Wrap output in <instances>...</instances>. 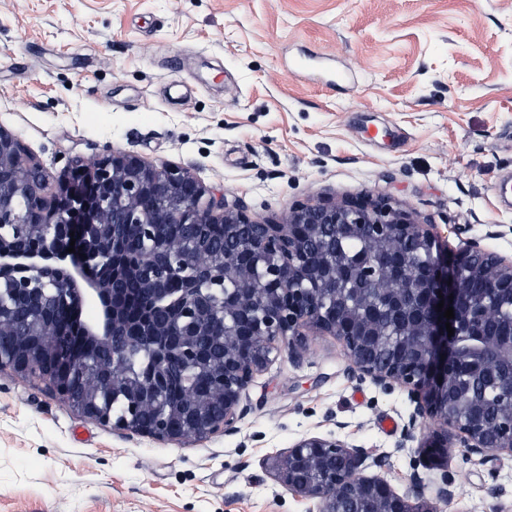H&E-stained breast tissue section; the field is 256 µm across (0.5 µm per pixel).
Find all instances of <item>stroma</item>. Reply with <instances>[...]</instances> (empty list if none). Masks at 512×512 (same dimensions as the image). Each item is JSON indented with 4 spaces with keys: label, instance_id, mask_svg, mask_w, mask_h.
Returning a JSON list of instances; mask_svg holds the SVG:
<instances>
[{
    "label": "stroma",
    "instance_id": "obj_1",
    "mask_svg": "<svg viewBox=\"0 0 512 512\" xmlns=\"http://www.w3.org/2000/svg\"><path fill=\"white\" fill-rule=\"evenodd\" d=\"M0 128L52 196L72 159L125 151L262 221L369 194L512 258V0H0ZM240 409L233 433L158 441L0 369V512H318L270 469L310 436L363 448L437 512H512V455L431 463L404 437L407 393L335 336L280 346Z\"/></svg>",
    "mask_w": 512,
    "mask_h": 512
}]
</instances>
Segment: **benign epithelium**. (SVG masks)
Returning a JSON list of instances; mask_svg holds the SVG:
<instances>
[{"instance_id":"benign-epithelium-1","label":"benign epithelium","mask_w":512,"mask_h":512,"mask_svg":"<svg viewBox=\"0 0 512 512\" xmlns=\"http://www.w3.org/2000/svg\"><path fill=\"white\" fill-rule=\"evenodd\" d=\"M48 183L22 141L0 128V288L9 289L7 299L0 293V335L12 337L0 369L46 381L101 424L182 441L235 431L241 394L276 342L295 352L316 329L339 338L361 375L407 392L415 407L404 438L429 425V456L445 461L457 446L485 462L512 454V336L493 332L512 330V262L479 242L451 250L433 225L370 195L307 199L279 224L256 220L206 196L188 170L129 152L74 160L55 196ZM131 233L144 246L122 268ZM88 299L101 306L90 324L78 319ZM441 300L453 319L438 311ZM463 338L478 354L473 376L497 378L489 417L484 401L456 392ZM135 348L149 351L145 375L127 368ZM176 369L207 389L191 384L167 400L163 384ZM365 460L362 448L312 436L280 452L273 472L319 512H436L365 474Z\"/></svg>"}]
</instances>
